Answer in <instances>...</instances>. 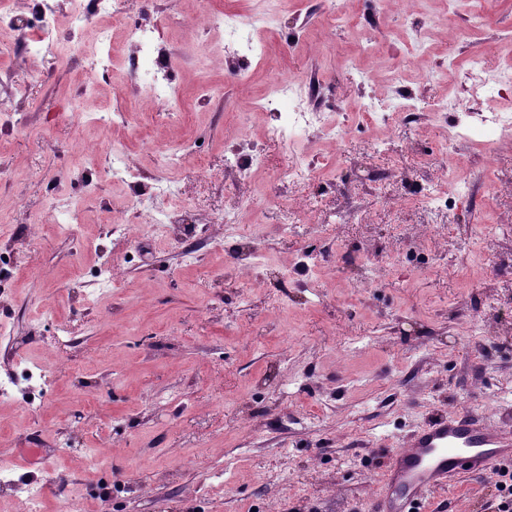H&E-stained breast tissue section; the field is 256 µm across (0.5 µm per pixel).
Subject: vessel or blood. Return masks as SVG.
<instances>
[{"instance_id": "vessel-or-blood-1", "label": "vessel or blood", "mask_w": 512, "mask_h": 512, "mask_svg": "<svg viewBox=\"0 0 512 512\" xmlns=\"http://www.w3.org/2000/svg\"><path fill=\"white\" fill-rule=\"evenodd\" d=\"M512 467V423L436 418L390 450L374 512H424L428 497L464 475Z\"/></svg>"}]
</instances>
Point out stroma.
Returning <instances> with one entry per match:
<instances>
[{
  "label": "stroma",
  "mask_w": 512,
  "mask_h": 512,
  "mask_svg": "<svg viewBox=\"0 0 512 512\" xmlns=\"http://www.w3.org/2000/svg\"><path fill=\"white\" fill-rule=\"evenodd\" d=\"M121 15L156 29L177 63L178 99L147 96L127 57L108 77L86 67L97 27L81 44L26 57L19 31H0V512H43L77 500L84 512H372L387 452L428 421L456 412L498 424L512 413V141L486 134L446 151L431 119L463 108L448 58L478 56L512 29V0L478 12L456 5L466 39L445 34V0H120ZM237 15L264 43L281 77L318 74L325 111L410 93L418 125L393 119L332 146L302 144L317 164L292 182L295 150L265 138L276 114L253 110L271 74L228 70L236 55L206 56L208 17ZM431 25L420 68L392 78L410 19ZM220 89L202 100L199 85ZM266 159L249 176L224 168L235 137ZM200 142V152L189 149ZM185 147L164 164V144ZM122 149L145 190L131 200L110 173ZM450 172L469 189L461 206L432 207L429 186ZM164 179L169 192L149 189ZM248 220L225 234L224 210ZM79 212L77 224L64 223ZM128 228L112 235L114 224ZM291 231H284V224ZM224 236L223 251L206 244ZM254 240L250 269L229 253ZM67 326L68 344L55 334ZM48 372L36 392L27 373ZM41 449L28 466L18 452ZM495 476H464L430 497L427 512H491Z\"/></svg>",
  "instance_id": "stroma-1"
}]
</instances>
